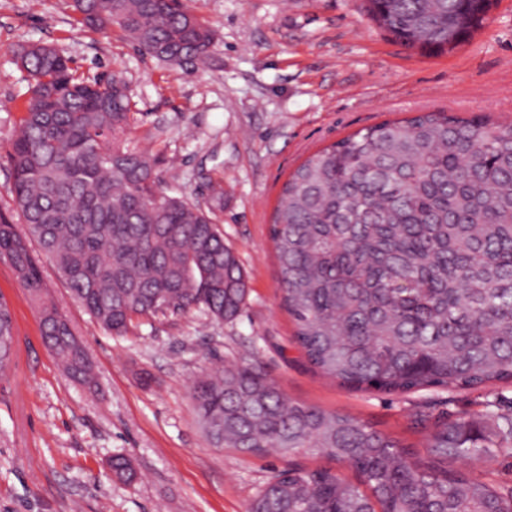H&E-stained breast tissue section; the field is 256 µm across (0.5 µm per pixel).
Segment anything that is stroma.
Returning <instances> with one entry per match:
<instances>
[{
    "label": "stroma",
    "mask_w": 512,
    "mask_h": 512,
    "mask_svg": "<svg viewBox=\"0 0 512 512\" xmlns=\"http://www.w3.org/2000/svg\"><path fill=\"white\" fill-rule=\"evenodd\" d=\"M212 33L204 62L175 70L140 54L119 29L80 23L71 0H0V211L9 209L10 140L27 98L13 51L42 43L88 80L120 71L132 100V141L171 195L209 205L247 275L238 317L200 308L134 320L113 336L76 302L49 260L47 295L85 347L93 385L71 379L44 341L36 308L0 259V297L14 318L13 362L0 379V512H247L276 473L356 472L307 449L254 455L212 447L192 391L215 363L254 364L294 401L345 414L426 459L415 413L474 420L512 384L408 394L358 391L323 376L294 341L282 304L271 217L283 183L310 154L363 128L421 112L512 122V0L454 49L396 42L364 0H183ZM132 462L127 481L113 456Z\"/></svg>",
    "instance_id": "obj_1"
}]
</instances>
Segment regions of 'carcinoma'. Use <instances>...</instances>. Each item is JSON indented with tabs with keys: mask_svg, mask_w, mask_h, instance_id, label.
<instances>
[{
	"mask_svg": "<svg viewBox=\"0 0 512 512\" xmlns=\"http://www.w3.org/2000/svg\"><path fill=\"white\" fill-rule=\"evenodd\" d=\"M408 48L451 50L488 18L492 0H365ZM87 27H118L135 48L181 68L205 59L212 34L182 0H72ZM28 98L12 138L11 217L0 256L37 307L42 334L73 378L90 383L84 348L47 299L37 243L72 297L106 331L202 308L232 321L247 277L213 209L167 194L130 145L119 73L90 82L54 48L14 51ZM24 230H18V225ZM272 240L282 303L308 362L358 389L408 393L512 383V124L422 112L316 151L290 174ZM0 300V376L13 354ZM193 401L216 448L283 455L313 448L352 467L276 474L248 512H512V483L465 469L512 458V408L426 426L429 461L337 412L286 398L241 363L203 373Z\"/></svg>",
	"mask_w": 512,
	"mask_h": 512,
	"instance_id": "carcinoma-1",
	"label": "carcinoma"
}]
</instances>
